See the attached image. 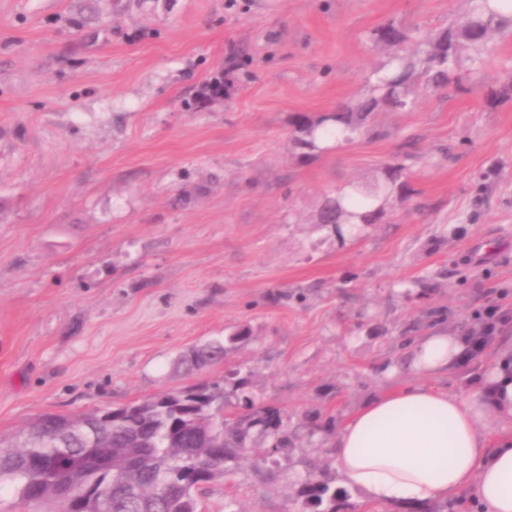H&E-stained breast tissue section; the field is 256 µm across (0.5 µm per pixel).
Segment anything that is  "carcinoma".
<instances>
[{
	"mask_svg": "<svg viewBox=\"0 0 512 512\" xmlns=\"http://www.w3.org/2000/svg\"><path fill=\"white\" fill-rule=\"evenodd\" d=\"M466 21L432 37L385 25L375 41L392 50L388 68L361 100L343 104L317 118L294 122L298 145L325 149L369 131L372 115L406 110L420 75L435 90L448 88L465 65L475 71L493 55V36L512 33V0H470ZM387 197L405 195L408 174L403 164L388 165L377 180ZM381 195L351 185L324 199L326 223L343 220L355 235L375 220ZM251 339L243 326L222 341L191 350L181 364L201 371L222 361L228 349ZM251 371L232 369L220 381H202L116 408H96L77 416L42 414L30 419L21 434L0 438V492L8 490L31 512H92L95 501L107 500L111 512H200L204 488L238 470L255 448L257 437L268 446L254 458L262 471L288 457L289 449L311 439L322 425L307 416L288 433V412L260 404L250 394ZM112 449V464L91 462L70 473L62 458L90 457ZM295 499L302 512H350V493L318 466H305L296 476ZM457 502L409 505L403 512H456Z\"/></svg>",
	"mask_w": 512,
	"mask_h": 512,
	"instance_id": "cac0c4a2",
	"label": "carcinoma"
}]
</instances>
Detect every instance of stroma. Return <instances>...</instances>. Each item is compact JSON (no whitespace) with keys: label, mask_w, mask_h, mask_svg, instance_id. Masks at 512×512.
Masks as SVG:
<instances>
[{"label":"stroma","mask_w":512,"mask_h":512,"mask_svg":"<svg viewBox=\"0 0 512 512\" xmlns=\"http://www.w3.org/2000/svg\"><path fill=\"white\" fill-rule=\"evenodd\" d=\"M468 0H0V436L32 417L121 406L253 372L292 421L344 422L412 374L401 333L512 312V35L460 88L418 85L369 134L293 146L294 117L363 96L390 51ZM411 192L359 237L316 224L322 196L392 160ZM429 289L420 297L421 289ZM203 374L181 356L241 325ZM333 435L281 468L242 464L203 512H299L301 461L335 475Z\"/></svg>","instance_id":"stroma-1"}]
</instances>
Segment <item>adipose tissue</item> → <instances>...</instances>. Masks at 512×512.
I'll list each match as a JSON object with an SVG mask.
<instances>
[{"label":"adipose tissue","mask_w":512,"mask_h":512,"mask_svg":"<svg viewBox=\"0 0 512 512\" xmlns=\"http://www.w3.org/2000/svg\"><path fill=\"white\" fill-rule=\"evenodd\" d=\"M468 356L461 336L434 329L412 342L406 371L418 381L366 401L333 444L342 483L374 503L433 502L467 493L483 512H512V435L492 434L512 418V377L486 368L459 396L431 386Z\"/></svg>","instance_id":"ef3b65f1"}]
</instances>
